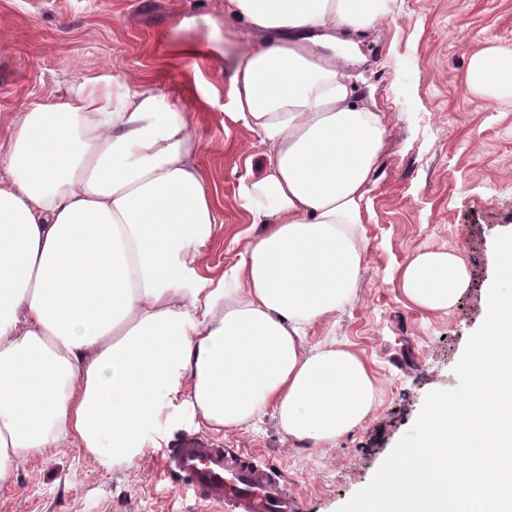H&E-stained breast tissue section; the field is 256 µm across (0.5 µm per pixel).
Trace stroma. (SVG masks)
I'll return each instance as SVG.
<instances>
[{
  "label": "stroma",
  "mask_w": 512,
  "mask_h": 512,
  "mask_svg": "<svg viewBox=\"0 0 512 512\" xmlns=\"http://www.w3.org/2000/svg\"><path fill=\"white\" fill-rule=\"evenodd\" d=\"M202 14L223 17L224 0H0V162L24 109L86 77L139 75L195 123V162L223 222L205 249V275L216 282L254 235L237 187L261 174L267 148L225 115L230 75L219 63L169 56L173 18ZM489 43L512 48V0H394L392 16L358 40L362 60L349 72L383 111L388 136L356 295L314 325L306 344L333 339L367 361L377 389L368 417L326 448L295 446L270 414L216 433L182 410L153 432L170 443L186 433L216 436L276 465L298 512H337L411 429L426 395L457 385L453 369L485 320L494 239L512 231V105L465 85L472 54ZM427 249L456 252L469 277L445 312L412 307L398 286L401 268ZM160 455L151 448L141 463L105 469L67 442L18 466L0 487V512H192L190 490L155 480Z\"/></svg>",
  "instance_id": "obj_1"
}]
</instances>
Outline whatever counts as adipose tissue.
Here are the masks:
<instances>
[{"label":"adipose tissue","mask_w":512,"mask_h":512,"mask_svg":"<svg viewBox=\"0 0 512 512\" xmlns=\"http://www.w3.org/2000/svg\"><path fill=\"white\" fill-rule=\"evenodd\" d=\"M392 0H224L184 17L176 56L229 61L224 112L268 147L238 198L260 231L219 283L202 275L217 233L188 112L137 76L88 78L13 121L0 164V484L69 440L132 465L164 402L215 431L273 414L291 442L325 447L369 415V366L310 328L355 296L361 233L387 137L337 44L374 30ZM466 85L512 98V51L482 49ZM399 286L424 312L467 288L460 256L425 251Z\"/></svg>","instance_id":"1"}]
</instances>
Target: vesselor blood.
<instances>
[{
    "mask_svg": "<svg viewBox=\"0 0 512 512\" xmlns=\"http://www.w3.org/2000/svg\"><path fill=\"white\" fill-rule=\"evenodd\" d=\"M156 476L191 489L196 512H298L275 468L253 454L193 433L179 437Z\"/></svg>",
    "mask_w": 512,
    "mask_h": 512,
    "instance_id": "1",
    "label": "vessel or blood"
}]
</instances>
